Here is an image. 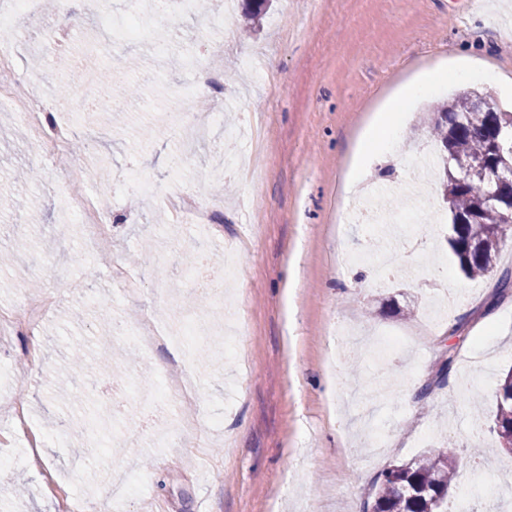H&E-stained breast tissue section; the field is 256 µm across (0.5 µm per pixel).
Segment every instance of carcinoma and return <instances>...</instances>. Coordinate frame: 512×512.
Wrapping results in <instances>:
<instances>
[{"label": "carcinoma", "mask_w": 512, "mask_h": 512, "mask_svg": "<svg viewBox=\"0 0 512 512\" xmlns=\"http://www.w3.org/2000/svg\"><path fill=\"white\" fill-rule=\"evenodd\" d=\"M252 3L244 13L248 30L264 15L269 0ZM482 99L476 91H460L434 109L425 127L437 146L436 176L452 215L448 244L468 278L492 274L491 260L512 245V222H507L505 209L489 204L468 179L478 162L512 163V112L483 107ZM496 399L492 429L500 448L512 453V369L504 373ZM460 466L458 448L451 443L393 465L372 486L363 512H440Z\"/></svg>", "instance_id": "1"}]
</instances>
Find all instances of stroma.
<instances>
[{
  "label": "stroma",
  "instance_id": "obj_1",
  "mask_svg": "<svg viewBox=\"0 0 512 512\" xmlns=\"http://www.w3.org/2000/svg\"><path fill=\"white\" fill-rule=\"evenodd\" d=\"M124 0H69L70 27L42 9L22 23L34 39L58 35L55 56L22 54L18 63L41 78L46 94L111 72L112 85L133 84L136 101L113 122L86 113L83 136L94 140L88 177L67 184L63 171L41 167L42 146L0 104V307L54 298L33 335L0 329V430L19 413L43 437L0 455V512H62L68 498L87 504L110 494L120 476L138 490L126 512H362L373 483L393 464L450 441L491 449L484 479L462 467V495L480 507L485 494L512 503V454L495 453L489 429L496 389L512 368V294L495 277L461 275L446 249L450 217L435 180L414 191V165L436 147L416 128L420 112L459 86L456 67L471 58L508 77L492 86L512 107V0H275L259 30L243 36L244 0H230L213 34L224 40V95L200 90L195 100L222 124L211 127L183 159L174 126L179 91L194 75L187 59L202 55V10L150 20L160 37L94 44L102 20ZM446 71L434 95L406 111L397 158L359 157L361 139L403 87ZM40 179L21 183L20 170ZM135 169L155 184L139 198L122 176ZM214 202L220 223L202 229L165 203L179 191ZM109 199L112 254L128 261L138 283L121 297L110 264L91 252L67 195ZM415 206L416 222L396 231L388 215ZM395 251L378 283L359 253ZM231 261L236 276L223 294L200 297L179 274L197 255ZM416 304L414 319L380 311L382 298ZM203 336L186 348L167 343L131 351L120 375L78 372L66 388L53 376L73 351L104 356L103 323L150 319L167 337L183 312ZM453 366L444 385L423 400L443 351ZM186 368L191 395L156 412V390L168 371ZM134 382L121 416L104 392ZM207 426L175 446L152 434L194 416Z\"/></svg>",
  "mask_w": 512,
  "mask_h": 512
}]
</instances>
